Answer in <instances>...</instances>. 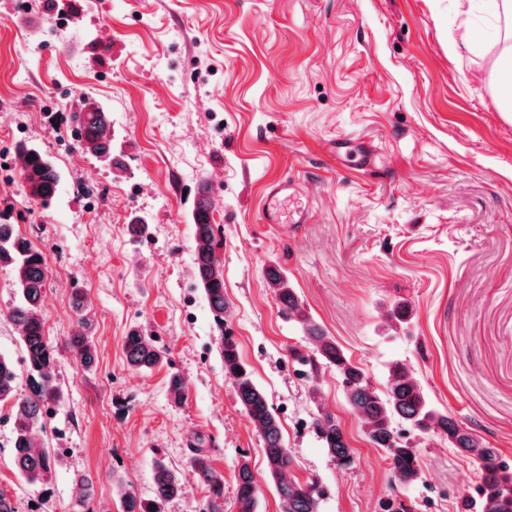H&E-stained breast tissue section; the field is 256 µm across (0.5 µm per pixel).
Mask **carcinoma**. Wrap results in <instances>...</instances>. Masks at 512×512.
Listing matches in <instances>:
<instances>
[{
	"label": "carcinoma",
	"instance_id": "1",
	"mask_svg": "<svg viewBox=\"0 0 512 512\" xmlns=\"http://www.w3.org/2000/svg\"><path fill=\"white\" fill-rule=\"evenodd\" d=\"M76 146L101 159L112 158V140L108 135L110 115L93 101L83 103L72 116ZM19 174L29 195L43 208L55 201L60 174L52 159L40 148L20 144L16 147ZM219 201L204 185L191 214L194 229L193 264L198 285L208 303L213 320L220 331L218 352L224 363V374L232 380L239 405L252 421L263 442L268 474L275 483L281 512H320L324 491L314 482H301L291 476L293 459L283 438L280 420L269 404L265 391L256 383L250 368L240 357L238 343L225 327L226 301L224 270L218 252L224 248L219 225L214 223ZM9 267L18 289V302L12 318L20 329L25 365V390L17 393L18 372L13 357L0 354V402H11L8 418L12 455L16 472L25 482L35 485L47 482L61 463V455L39 445L36 433L45 418L61 407L67 394L60 384L56 346L46 336L40 315L43 290L49 276L46 257L16 225L0 215V267ZM281 315L291 318L300 314L299 295L278 266L267 271ZM75 328L68 344L77 351L80 365L89 370L97 360V350L90 332V319L85 312V296L80 288L72 289ZM411 313L405 299L393 302L390 316L404 325ZM305 346L288 348L289 356L300 367H325L340 379L351 410L360 415L369 440L390 461L392 473L401 483L418 482L423 473L417 449L407 433H433L448 440V445L470 462L479 474L475 488L460 496V512H512V462L498 449L463 429L456 418L434 407L417 374L407 363L397 360L387 369L385 390L376 389L367 374L346 355L336 339L311 317L300 321ZM127 364L139 371H150L163 362L155 337L132 329L124 340ZM313 426L323 447L338 462L347 465L352 451L336 418L320 413ZM197 480L208 492L203 512H224V477L211 464L207 451L196 448L190 458ZM182 492L168 464L155 462L152 490L142 497L133 490L121 494L123 512H166V505ZM259 488L248 461H243L236 476L235 498L239 512H257Z\"/></svg>",
	"mask_w": 512,
	"mask_h": 512
}]
</instances>
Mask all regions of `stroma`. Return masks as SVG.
Wrapping results in <instances>:
<instances>
[{"instance_id": "35a3bbf8", "label": "stroma", "mask_w": 512, "mask_h": 512, "mask_svg": "<svg viewBox=\"0 0 512 512\" xmlns=\"http://www.w3.org/2000/svg\"><path fill=\"white\" fill-rule=\"evenodd\" d=\"M61 2L50 12L46 0H0V212L46 256L47 336L70 335L81 288L98 357L87 371L62 353L68 402L41 437L64 459L48 483L19 478L0 427V489L18 512H74L87 473L93 505L122 512L115 481L149 495L161 458L184 488L167 512H201L195 446L224 476V512H238L244 460L258 512H280L194 277L191 213L206 184L220 201L227 326L278 412L294 476L324 489L321 512H458L475 468L444 438L420 435L423 481L395 480L335 372L300 376L288 348L305 339L265 271L287 272L305 312L376 388L405 361L436 407L512 459V117L491 80L504 23L489 0ZM87 99L110 114L111 163L75 147L70 115ZM339 142L368 149L373 165L337 157ZM21 143L61 173L49 208L27 196ZM284 178L304 188L310 223H261L268 184ZM140 217L145 238L129 230ZM397 299L413 315L395 331ZM14 303L0 267V353L17 359ZM134 327L156 336L162 365L128 367ZM174 374L188 388L180 405ZM319 408L340 422L350 464L323 447ZM259 488L248 461H243L236 476L235 498L239 512H257Z\"/></svg>"}]
</instances>
